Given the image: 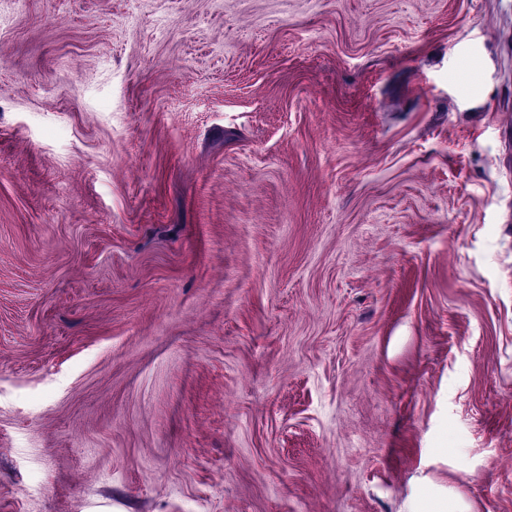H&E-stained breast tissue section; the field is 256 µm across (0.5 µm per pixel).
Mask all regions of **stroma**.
I'll return each instance as SVG.
<instances>
[{
	"instance_id": "1",
	"label": "stroma",
	"mask_w": 512,
	"mask_h": 512,
	"mask_svg": "<svg viewBox=\"0 0 512 512\" xmlns=\"http://www.w3.org/2000/svg\"><path fill=\"white\" fill-rule=\"evenodd\" d=\"M512 512V0H0V512ZM470 507L461 494L453 487L448 486V494L436 497L432 494L424 498L423 509H411L409 512H470Z\"/></svg>"
}]
</instances>
